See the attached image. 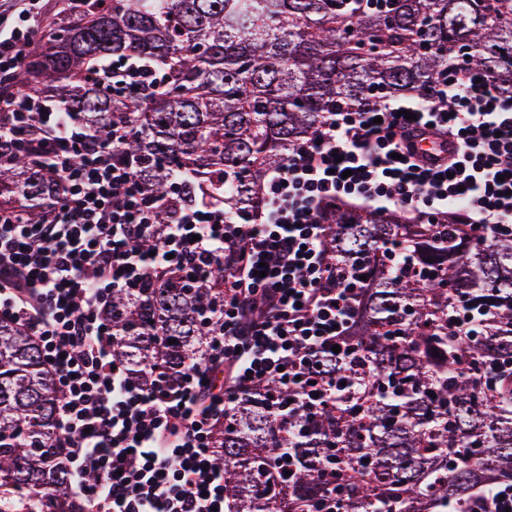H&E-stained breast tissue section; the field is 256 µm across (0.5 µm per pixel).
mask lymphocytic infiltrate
Returning a JSON list of instances; mask_svg holds the SVG:
<instances>
[{
  "label": "lymphocytic infiltrate",
  "mask_w": 512,
  "mask_h": 512,
  "mask_svg": "<svg viewBox=\"0 0 512 512\" xmlns=\"http://www.w3.org/2000/svg\"><path fill=\"white\" fill-rule=\"evenodd\" d=\"M40 19L20 0H0V76H15ZM113 95L158 89L155 72L128 63L97 70ZM436 129L459 146L449 163L411 159L417 132ZM132 121L92 135L53 100L0 88V136L12 137L60 179L48 218L35 226L0 212V316L39 343L61 390L54 446L65 449L83 512H216L224 471L213 435L239 392L274 380L318 405L315 361L348 350L363 294L327 253V212L353 200L418 218L464 201L471 235H512V99L489 75L461 71L415 100L371 102L330 113L262 184L258 212L235 222L209 193L161 208L140 189L123 145ZM226 269L218 328L201 362L177 381L142 383L117 362L104 309L113 293L167 279L182 265L207 278Z\"/></svg>",
  "instance_id": "obj_1"
}]
</instances>
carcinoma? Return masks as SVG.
<instances>
[{"mask_svg": "<svg viewBox=\"0 0 512 512\" xmlns=\"http://www.w3.org/2000/svg\"><path fill=\"white\" fill-rule=\"evenodd\" d=\"M41 29L19 91L101 136L134 118L142 132L124 150L145 194L188 204L207 189L229 217L259 210L265 174L327 113L426 96L456 71L461 43L475 48L466 69L512 96V0H59ZM130 56L155 65L162 88L115 98L90 81ZM57 193L56 176L0 137V207L39 224ZM326 220L330 256L368 279L348 357L322 359L346 386L315 409L275 381L239 394L215 438L224 510L463 512L475 488L512 482V372L482 379L512 362V237L347 206ZM167 223L163 208L134 247L154 249ZM223 286L219 264L204 286L186 267L175 285L112 294L118 360L145 381L200 361ZM460 298L476 338L458 327ZM60 397L37 342L0 318V512H82L63 449L49 446Z\"/></svg>", "mask_w": 512, "mask_h": 512, "instance_id": "carcinoma-1", "label": "carcinoma"}]
</instances>
